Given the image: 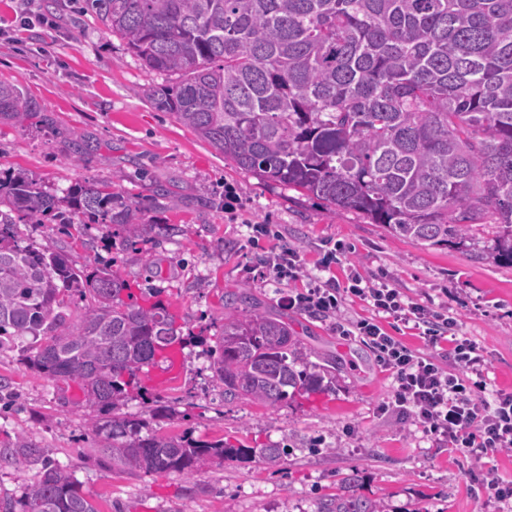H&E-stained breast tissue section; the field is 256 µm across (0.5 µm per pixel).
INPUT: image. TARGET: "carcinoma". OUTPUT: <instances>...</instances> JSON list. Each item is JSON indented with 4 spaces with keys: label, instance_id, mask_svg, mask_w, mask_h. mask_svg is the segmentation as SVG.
Listing matches in <instances>:
<instances>
[{
    "label": "carcinoma",
    "instance_id": "carcinoma-1",
    "mask_svg": "<svg viewBox=\"0 0 512 512\" xmlns=\"http://www.w3.org/2000/svg\"><path fill=\"white\" fill-rule=\"evenodd\" d=\"M146 68L177 80L151 93L237 167L394 236L443 246L496 225L490 256L512 263V0H84ZM37 105L0 85V118L25 123ZM115 226L124 241L166 236L138 201L86 181L59 197L23 173L0 179V347L43 377L75 383L112 412L88 430L121 468L191 475L214 459L274 460L283 448L194 445L141 435L117 412L144 369L184 344L161 292L124 299L110 269L84 272L19 224ZM85 302L72 314L74 298ZM210 365L224 399L275 406L326 391L288 324L253 309L224 317ZM36 470L22 512H97L73 472L23 436L0 467ZM325 512H385L336 496Z\"/></svg>",
    "mask_w": 512,
    "mask_h": 512
}]
</instances>
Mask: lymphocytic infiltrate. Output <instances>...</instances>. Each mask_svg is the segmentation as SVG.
I'll return each mask as SVG.
<instances>
[{
	"instance_id": "lymphocytic-infiltrate-1",
	"label": "lymphocytic infiltrate",
	"mask_w": 512,
	"mask_h": 512,
	"mask_svg": "<svg viewBox=\"0 0 512 512\" xmlns=\"http://www.w3.org/2000/svg\"><path fill=\"white\" fill-rule=\"evenodd\" d=\"M341 254L338 247L326 251L308 291L286 295L288 307L337 318L341 332L343 301L358 298L368 314L354 323L353 333L371 345L391 373L396 408L413 416L427 436L477 458L512 451V393L487 390L486 360L474 342L456 336L458 320L447 306L405 298L384 272L367 278L352 267L345 279H337L332 268ZM388 320L412 325L427 346L447 342L448 365L408 348L387 331Z\"/></svg>"
}]
</instances>
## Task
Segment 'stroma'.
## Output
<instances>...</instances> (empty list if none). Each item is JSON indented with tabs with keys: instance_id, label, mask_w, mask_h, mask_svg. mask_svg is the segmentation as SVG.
Instances as JSON below:
<instances>
[{
	"instance_id": "obj_1",
	"label": "stroma",
	"mask_w": 512,
	"mask_h": 512,
	"mask_svg": "<svg viewBox=\"0 0 512 512\" xmlns=\"http://www.w3.org/2000/svg\"><path fill=\"white\" fill-rule=\"evenodd\" d=\"M169 81L142 66L79 0H0V83L38 106L24 124L0 120V173L36 176L60 196L95 179L139 198L153 222L177 227L127 246L101 227L80 237L57 224H22L18 232L35 246L64 251L79 267L110 261L134 297L162 289L186 339L181 364L162 384L144 376L123 414L160 435L278 446L285 454L274 464L245 455L217 460L188 477L118 468L102 453L103 438L87 430L96 412L78 387L61 403L56 384L8 346L0 349V379L13 399L0 401V450L20 434L51 449L99 512H320L339 494L383 501L388 512H512L471 492L474 476L492 465L512 481V452L493 460L452 454L413 419L388 411L392 378L371 347L338 335L333 319L283 304L284 295L306 288L305 279H253L273 243L246 238L247 225H275L299 250L306 275L315 273L325 245L341 243L336 276L353 264L369 277L383 270L404 295L446 303L460 335L485 356L489 389L512 392V264L490 257L494 226L430 246L260 180L153 105L149 91ZM228 186L239 200L232 212L224 209ZM159 187L175 191L177 205L156 196ZM240 288L288 324L312 362L333 367L331 390L273 407L225 401L209 351L222 331L225 297Z\"/></svg>"
}]
</instances>
